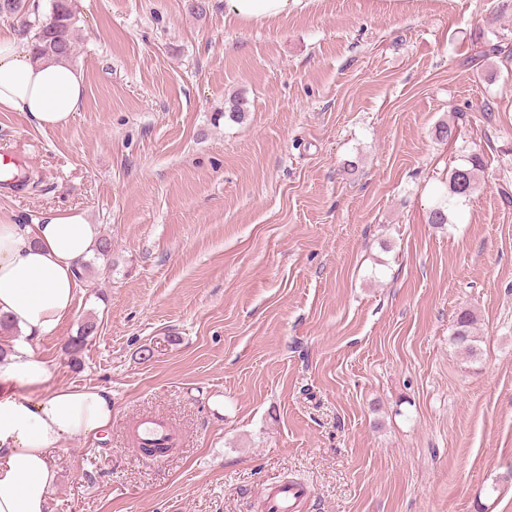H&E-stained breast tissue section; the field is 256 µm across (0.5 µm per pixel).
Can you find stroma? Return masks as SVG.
Returning a JSON list of instances; mask_svg holds the SVG:
<instances>
[{
    "label": "stroma",
    "instance_id": "35a3bbf8",
    "mask_svg": "<svg viewBox=\"0 0 512 512\" xmlns=\"http://www.w3.org/2000/svg\"><path fill=\"white\" fill-rule=\"evenodd\" d=\"M185 3L77 0L80 112L0 111L35 180L0 215L77 209L112 240L34 342L53 385L112 393L106 438L57 455L51 512H260L282 481L306 512H512V62L481 55L512 42V0H305L246 26ZM473 152L476 190L430 224ZM143 414L180 433L162 463L128 434ZM475 321V317L470 311L460 312L456 320L453 336L455 344L471 357L476 354L474 346V342H476V337L474 336Z\"/></svg>",
    "mask_w": 512,
    "mask_h": 512
}]
</instances>
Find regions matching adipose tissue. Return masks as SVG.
<instances>
[{"label":"adipose tissue","mask_w":512,"mask_h":512,"mask_svg":"<svg viewBox=\"0 0 512 512\" xmlns=\"http://www.w3.org/2000/svg\"><path fill=\"white\" fill-rule=\"evenodd\" d=\"M225 18L241 24L285 17L302 0H223ZM82 74L35 61L25 41L0 35V111L23 112L39 128L67 125L84 98ZM98 225L83 212L50 210L35 223L0 218V315L21 337L0 358V512H50L62 442L100 439L112 425V393L100 387L51 386L50 363L33 342L73 313L79 264L97 247Z\"/></svg>","instance_id":"adipose-tissue-1"}]
</instances>
